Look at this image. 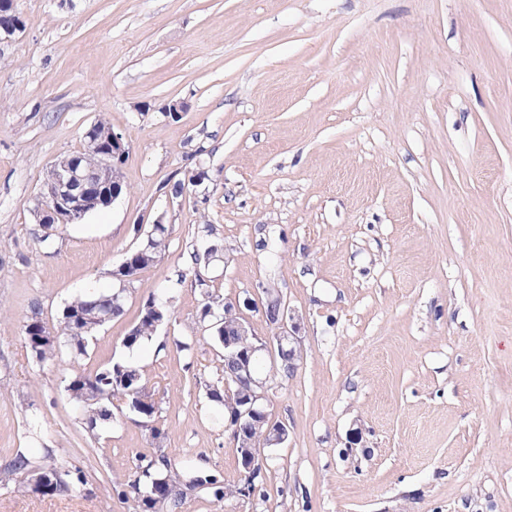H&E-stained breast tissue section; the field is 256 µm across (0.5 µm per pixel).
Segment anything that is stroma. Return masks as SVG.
<instances>
[{
	"label": "stroma",
	"instance_id": "35a3bbf8",
	"mask_svg": "<svg viewBox=\"0 0 512 512\" xmlns=\"http://www.w3.org/2000/svg\"><path fill=\"white\" fill-rule=\"evenodd\" d=\"M21 6L0 45V512H142L116 489L159 450L239 484L201 309L269 280L301 351L267 406L288 438L262 452L263 494L194 488L180 512H512V0ZM173 100L187 104L174 120ZM100 117L129 137L125 190L40 242L39 184ZM159 218L168 248L124 316L85 357L37 364L32 312L53 326L76 296L116 288ZM205 223L220 253L198 271ZM152 295L165 324L125 348ZM119 358L154 390L163 440L128 413L88 432L65 393ZM19 454L84 482L18 490ZM217 234V229L213 224H200L197 228L196 249H194L193 257L195 264H200L201 260L210 261L214 257L212 253L211 240ZM202 252V253H201Z\"/></svg>",
	"mask_w": 512,
	"mask_h": 512
}]
</instances>
